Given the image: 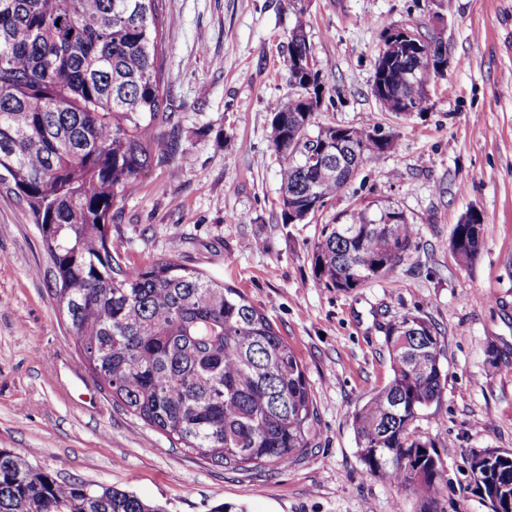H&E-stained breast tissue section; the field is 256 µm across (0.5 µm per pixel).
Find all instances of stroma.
I'll list each match as a JSON object with an SVG mask.
<instances>
[{
    "mask_svg": "<svg viewBox=\"0 0 512 512\" xmlns=\"http://www.w3.org/2000/svg\"><path fill=\"white\" fill-rule=\"evenodd\" d=\"M161 12L177 149L113 209L112 248L130 267L177 253L263 311L305 368L311 446L279 469L219 467L114 404L34 273L45 260L36 226L0 194V448L165 512H420L419 497L366 471L351 425L390 378L386 325L410 314L443 345L441 400L413 425L443 470L438 512H491L469 458L512 450V0H163ZM300 17L327 86L319 123H369L396 146L288 224L270 107L293 94L285 58ZM398 27L439 38L449 62L410 116L372 93L383 35ZM367 205L403 211L414 248L377 281L323 286L311 261L322 225ZM472 210L484 245L466 264L449 241Z\"/></svg>",
    "mask_w": 512,
    "mask_h": 512,
    "instance_id": "stroma-1",
    "label": "stroma"
}]
</instances>
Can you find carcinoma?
<instances>
[{"mask_svg": "<svg viewBox=\"0 0 512 512\" xmlns=\"http://www.w3.org/2000/svg\"><path fill=\"white\" fill-rule=\"evenodd\" d=\"M162 0H0V190L26 207L45 252L36 273L94 383L145 424L220 467L287 466L306 452L316 422L301 362L267 316L238 289L181 264L176 255L122 267L108 248L112 209L173 150L161 83ZM314 55L299 19L287 59ZM407 55L390 68L388 112L403 90L425 104L428 78ZM295 95L271 107L272 146L281 155L283 206L336 196L375 156L368 127L316 124ZM352 150L329 144L336 130ZM389 208L355 209L325 224L312 254L316 279L348 291L387 276L414 247L406 218ZM484 225L457 224L451 250L474 260ZM392 377L354 413L367 471L417 493L437 512L442 470L432 445L411 430L443 392L441 336L406 315L385 329ZM491 467L470 458L492 512H512V451L486 448ZM162 512L133 492L62 480L25 454L0 449V512Z\"/></svg>", "mask_w": 512, "mask_h": 512, "instance_id": "1", "label": "carcinoma"}]
</instances>
